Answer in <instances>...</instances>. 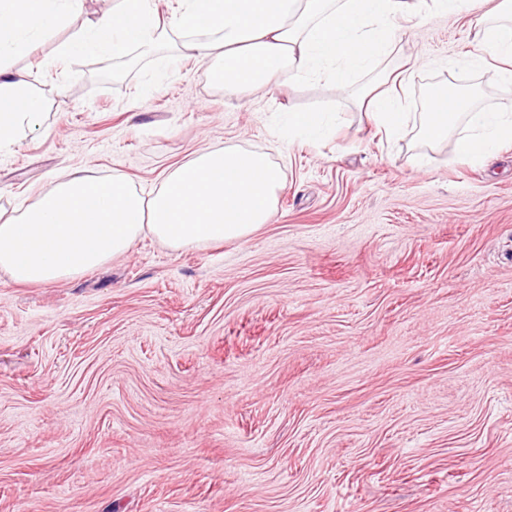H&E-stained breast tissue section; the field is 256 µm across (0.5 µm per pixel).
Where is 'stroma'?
<instances>
[{
    "instance_id": "1",
    "label": "stroma",
    "mask_w": 512,
    "mask_h": 512,
    "mask_svg": "<svg viewBox=\"0 0 512 512\" xmlns=\"http://www.w3.org/2000/svg\"><path fill=\"white\" fill-rule=\"evenodd\" d=\"M112 7L6 59L46 108L0 152V208L72 170L148 192L207 147L268 153L284 186L242 243L0 275V512H512V142L465 162L418 135L432 87L512 102L466 20L397 32L390 140L328 80L226 98L187 31L60 57ZM292 112L334 125L278 139Z\"/></svg>"
}]
</instances>
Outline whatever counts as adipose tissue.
I'll use <instances>...</instances> for the list:
<instances>
[{
  "label": "adipose tissue",
  "instance_id": "1",
  "mask_svg": "<svg viewBox=\"0 0 512 512\" xmlns=\"http://www.w3.org/2000/svg\"><path fill=\"white\" fill-rule=\"evenodd\" d=\"M177 20L162 18L155 0H116L111 16L89 33L62 44L61 55L129 46L153 51L167 30L200 33L191 52L224 73V94L239 98L300 79L323 78L337 87L353 72L373 69L388 56L400 24L430 11L472 16L477 51L471 62L497 63L512 80V0H499L494 17L477 0H177ZM82 0H0V59L80 11ZM358 105L386 135L400 133L408 114L399 95L373 84ZM448 114L429 109L421 136L426 146L447 140L459 124L469 135L455 151L468 161L496 154L512 137V103L476 111L464 98ZM44 101L19 73L0 66V151L37 127ZM283 174L269 155L239 147L204 150L171 167L158 189L143 194L115 175L74 171L54 181L23 211L0 212V274L19 285L75 279L125 255L148 235L177 252L243 242L270 223Z\"/></svg>",
  "mask_w": 512,
  "mask_h": 512
}]
</instances>
